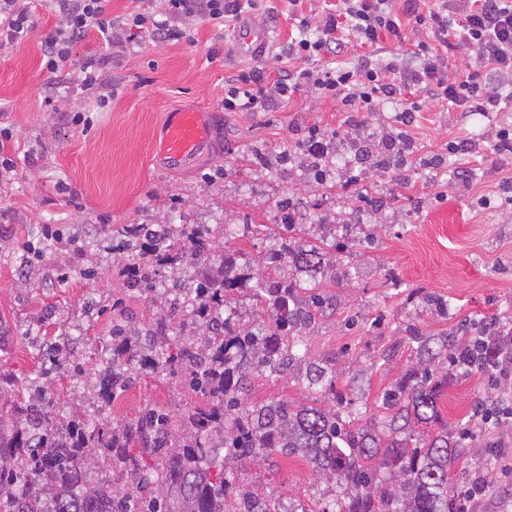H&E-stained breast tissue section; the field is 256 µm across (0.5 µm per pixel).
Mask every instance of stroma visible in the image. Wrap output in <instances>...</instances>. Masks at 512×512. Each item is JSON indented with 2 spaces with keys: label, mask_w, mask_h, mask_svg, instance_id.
<instances>
[{
  "label": "stroma",
  "mask_w": 512,
  "mask_h": 512,
  "mask_svg": "<svg viewBox=\"0 0 512 512\" xmlns=\"http://www.w3.org/2000/svg\"><path fill=\"white\" fill-rule=\"evenodd\" d=\"M335 0H256L251 17L275 31L259 60L241 59L231 28L203 19L187 22V36L172 43L153 31L121 47L96 36L78 42L76 55L101 54L104 76L118 89L107 106L70 76L48 73L43 49L57 19L47 0H38L36 25L17 45L0 47V125L12 138L0 147L14 169L0 179V367L16 383L0 392V416L16 402H32L31 378L49 391L64 418L109 422L118 429L145 407L173 416L202 402L181 375H141L110 404L98 403L92 386L112 322L148 323L164 309L157 292L130 288L119 268L112 231L125 224H206L224 229V249L244 251L251 277H265L268 234L281 220L278 203L288 200L298 216L299 245L323 244L326 261L352 260L351 276L322 279L319 290L330 305L302 337V350L327 359L336 369V390L348 393L354 377L364 380L367 414L380 418L377 397L406 377L415 357L406 344L411 330L441 334L461 324L480 326L498 315L512 327V210L480 207L478 197L498 199L501 170L512 158L493 151L496 121L438 106L416 115L413 128L420 155L442 154L428 166L413 158L381 168L359 159L353 139L386 132L398 109L383 101L380 111L360 113L359 128L343 124L340 101L311 91L295 94L276 112H227L221 107L224 79L242 69L276 76L287 68L282 50L301 19L317 25ZM209 112L212 142L193 165L171 168L157 157L158 135L166 116L182 110ZM88 125L70 120L74 111ZM330 132L331 176L315 181L304 153L282 164L283 144L300 145L312 126ZM476 142L471 154L447 153L448 141ZM467 174L471 188L457 185ZM356 188L345 189L350 176ZM60 225L62 241L39 260L25 263L22 245L39 238L43 225ZM377 225L372 245L352 256L336 248L359 225ZM450 303L441 315L420 303L423 293ZM66 337L73 378L53 370L39 351L41 338ZM438 409L455 429L468 422L478 400L490 397L482 375L438 368ZM316 396L291 375H254L249 400H284L306 405ZM512 429L476 432L448 471V493L464 492L474 477L487 490L470 512H512ZM237 484L306 512H321L336 495L334 482L318 478L298 456L270 459L233 470Z\"/></svg>",
  "instance_id": "stroma-1"
}]
</instances>
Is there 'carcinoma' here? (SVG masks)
<instances>
[{
  "label": "carcinoma",
  "instance_id": "1",
  "mask_svg": "<svg viewBox=\"0 0 512 512\" xmlns=\"http://www.w3.org/2000/svg\"><path fill=\"white\" fill-rule=\"evenodd\" d=\"M281 212L266 260L275 269L292 268L295 277L256 281L266 315L247 328L227 314L230 295L245 276L243 258L224 253V237L192 224L176 234L167 224H126L117 231L130 270L127 284L187 295L189 317L207 336L201 344H163L168 324L180 317L172 308L132 338L123 325H112L120 343L105 347L97 375L101 398L111 402L114 390L128 382L127 368L136 364L145 373L181 374L205 404L187 412L178 427L168 414L148 409L118 430L99 422L64 423L49 399L17 407L9 426L0 420V512H298L243 486L235 488L232 509L224 508L229 464L274 453L302 457L319 475L336 481L340 492L323 512H449L448 467L462 440L441 422L434 369L460 346L457 336L411 332L415 365L382 394L387 415L379 422L364 419L362 403L341 395L335 409L248 402L251 377L258 373H291L311 391L336 388L331 364L297 350L299 337L325 303L320 293L299 295L300 277L324 270L321 247L295 246L297 226L289 221L288 202ZM151 253L161 267L172 268L190 255L217 254L219 264L188 288L173 277L158 282L145 276L142 259ZM507 351L508 344L494 336L486 338L485 350L469 357L483 370ZM97 450L123 468L126 481L119 490L87 485ZM154 465L162 468L161 484L147 498L142 483Z\"/></svg>",
  "mask_w": 512,
  "mask_h": 512
}]
</instances>
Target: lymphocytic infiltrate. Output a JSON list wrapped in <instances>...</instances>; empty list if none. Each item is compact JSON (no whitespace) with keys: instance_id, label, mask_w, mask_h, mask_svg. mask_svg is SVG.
<instances>
[{"instance_id":"obj_1","label":"lymphocytic infiltrate","mask_w":512,"mask_h":512,"mask_svg":"<svg viewBox=\"0 0 512 512\" xmlns=\"http://www.w3.org/2000/svg\"><path fill=\"white\" fill-rule=\"evenodd\" d=\"M110 0H51L58 17L55 32L45 42L44 67L48 73H66L82 88L102 87L104 62L98 54L76 58L75 44L89 34L111 42L113 30L131 32L151 25L163 40L183 38V22L202 18L218 24L238 18L243 0H165L163 17L134 12L115 24ZM348 21L360 49L349 64L313 66L314 58L342 52L337 35L340 21ZM425 29L427 40L408 55L384 58L374 49L380 38L405 41L406 24ZM34 27V13L25 0H0V43L22 40ZM469 49L468 63L448 71V51ZM288 70L274 80L263 71H241L224 94L228 112H273L293 95L311 88L319 95L340 100L345 111L373 112L380 101L401 99L396 126L386 149L404 154L413 144L406 132L424 105H449L458 112H499L512 101V0H336V9L323 20L321 35L291 39L287 46ZM419 89L422 97L403 100L404 91Z\"/></svg>"}]
</instances>
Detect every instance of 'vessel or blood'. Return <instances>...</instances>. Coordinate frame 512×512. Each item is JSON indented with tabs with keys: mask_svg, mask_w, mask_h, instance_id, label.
<instances>
[{
	"mask_svg": "<svg viewBox=\"0 0 512 512\" xmlns=\"http://www.w3.org/2000/svg\"><path fill=\"white\" fill-rule=\"evenodd\" d=\"M272 40V28L255 20L242 21L232 35L237 53L247 59L264 57ZM209 144L210 128L203 113L171 112L165 119L158 152L171 167H187Z\"/></svg>",
	"mask_w": 512,
	"mask_h": 512,
	"instance_id": "obj_1",
	"label": "vessel or blood"
}]
</instances>
